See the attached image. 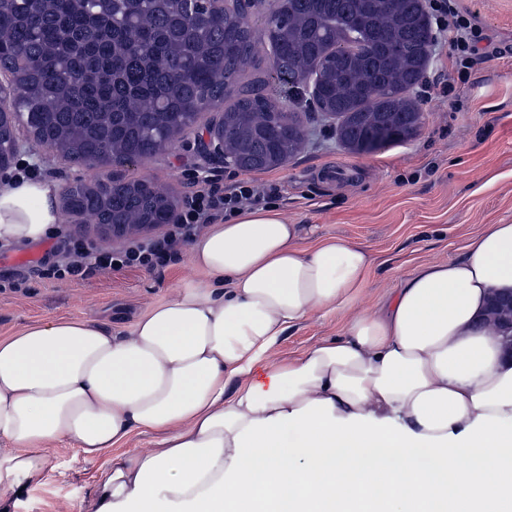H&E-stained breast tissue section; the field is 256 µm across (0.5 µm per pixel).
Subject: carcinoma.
I'll return each instance as SVG.
<instances>
[{
	"label": "carcinoma",
	"instance_id": "carcinoma-1",
	"mask_svg": "<svg viewBox=\"0 0 512 512\" xmlns=\"http://www.w3.org/2000/svg\"><path fill=\"white\" fill-rule=\"evenodd\" d=\"M195 0L178 13L170 0H0V70L27 95L15 120L37 141L57 144L77 163L147 157L161 141L190 129L194 105H224V132L246 171L300 151L298 113L280 111L257 80L238 92L241 64L255 36L237 13ZM429 33L418 0H388L379 11L360 0H288L272 41L282 67L298 59L325 63L313 103L338 122L340 142L371 151L416 134L419 113L404 93L418 83L412 60ZM386 91L375 108L362 77ZM75 216L100 214L104 224H166L174 200L143 186L99 190L79 181L63 193Z\"/></svg>",
	"mask_w": 512,
	"mask_h": 512
}]
</instances>
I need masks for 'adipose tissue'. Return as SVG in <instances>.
Wrapping results in <instances>:
<instances>
[{
    "instance_id": "ef3b65f1",
    "label": "adipose tissue",
    "mask_w": 512,
    "mask_h": 512,
    "mask_svg": "<svg viewBox=\"0 0 512 512\" xmlns=\"http://www.w3.org/2000/svg\"><path fill=\"white\" fill-rule=\"evenodd\" d=\"M59 194L0 183V242L43 239ZM187 260L226 288L183 290L127 336L59 318L0 337V489L30 483L60 438L91 456L152 429L164 448L113 460L99 512H512V357L483 323L512 291V223L418 266L388 304L284 365L268 349L353 305L367 252L246 207Z\"/></svg>"
}]
</instances>
